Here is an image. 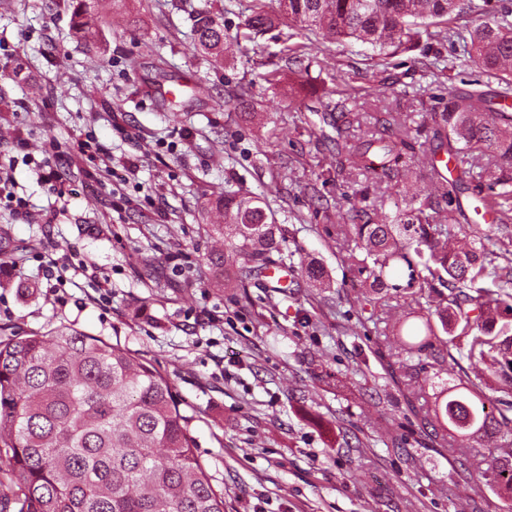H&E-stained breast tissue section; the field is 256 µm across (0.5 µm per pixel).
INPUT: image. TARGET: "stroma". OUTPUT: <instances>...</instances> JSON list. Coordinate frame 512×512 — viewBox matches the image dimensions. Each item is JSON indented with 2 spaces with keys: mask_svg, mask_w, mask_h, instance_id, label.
<instances>
[{
  "mask_svg": "<svg viewBox=\"0 0 512 512\" xmlns=\"http://www.w3.org/2000/svg\"><path fill=\"white\" fill-rule=\"evenodd\" d=\"M78 0H0V164L25 212L0 204V325L16 336L60 324L121 345L172 383L197 454L225 512H512L484 478L491 440L458 453L435 447L410 411L385 334L414 305L364 302L337 223L439 196L423 149L388 171L354 165L360 137H387L388 117L432 136L449 90L480 80L473 61L427 37L382 60L367 45L282 23L244 40L255 0H96L100 52L71 26ZM223 25L224 62L193 48L197 11ZM311 44L302 63L266 60L285 42ZM193 88L172 112L162 90ZM251 89L249 110L230 99ZM91 140L112 157L88 166L70 147ZM50 163L72 193L57 202L37 179ZM134 163L136 174L124 171ZM215 191L264 196L284 229L291 283L216 286L207 257L228 252L202 208ZM320 262L330 285L301 279ZM469 455L479 471L463 477Z\"/></svg>",
  "mask_w": 512,
  "mask_h": 512,
  "instance_id": "1",
  "label": "stroma"
}]
</instances>
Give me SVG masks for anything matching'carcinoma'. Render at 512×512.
<instances>
[{
    "label": "carcinoma",
    "instance_id": "obj_1",
    "mask_svg": "<svg viewBox=\"0 0 512 512\" xmlns=\"http://www.w3.org/2000/svg\"><path fill=\"white\" fill-rule=\"evenodd\" d=\"M94 0L75 12L77 33L98 51ZM484 0H277V10L257 9L245 22L251 35L281 19L337 39L367 44L380 55L396 51L419 30L439 43L460 44L512 92V6L498 0L484 19ZM472 14L462 34L449 23ZM195 48L221 62L224 27L208 11L194 19ZM435 138L447 140L456 175L441 194L444 222L432 224L420 207L407 206L376 221L355 211L349 260L368 291L381 299L402 297L418 308L402 326L403 351L395 353L417 404L411 411L431 428L440 447L468 448L484 437L507 444L489 449L494 482L512 499V249L486 248L495 228L476 226L480 210L512 218V113L493 112L479 91H448V106L433 113ZM410 131L393 139L371 137L355 164L375 152L381 167L414 148ZM473 190L470 233L480 247L451 244L456 192ZM203 209L224 214L213 225L234 252L207 256L217 283L241 281L281 267V228L256 196L214 192ZM315 288L327 274L315 261L301 263ZM491 285H486V281ZM484 369L471 375L457 357ZM417 358L412 364L410 359ZM447 374L441 385L434 379ZM0 506L14 495L18 512H224V493L214 488L199 458L168 377L118 344L61 324L48 333L14 336L0 327Z\"/></svg>",
    "mask_w": 512,
    "mask_h": 512
}]
</instances>
